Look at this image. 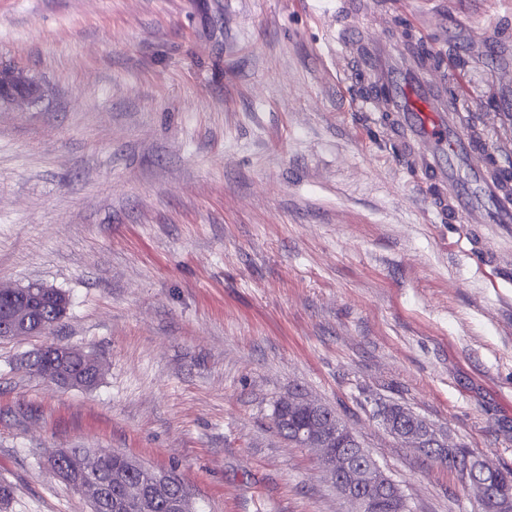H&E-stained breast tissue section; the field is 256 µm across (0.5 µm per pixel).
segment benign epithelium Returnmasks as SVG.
<instances>
[{
	"instance_id": "obj_1",
	"label": "benign epithelium",
	"mask_w": 512,
	"mask_h": 512,
	"mask_svg": "<svg viewBox=\"0 0 512 512\" xmlns=\"http://www.w3.org/2000/svg\"><path fill=\"white\" fill-rule=\"evenodd\" d=\"M37 95V86L30 84L21 69L6 65L0 67V107L19 101H33ZM8 298L11 306L5 320L0 322V338L43 335L39 329H29V323L34 308L47 298L45 291L30 286L12 287L8 290ZM319 406L320 403L303 398H290L279 404V408L286 412L313 416V419L289 429L290 440L301 448H312L318 452L323 471L334 481L342 497L353 505L354 512H369L371 503L377 498L383 501L385 512H405L407 503L399 493L384 496L376 489L374 469L378 465L361 447L353 432L340 420L320 415ZM379 417L391 434L412 447L423 451L445 447L425 423L404 428L393 422L387 409L381 411ZM64 456L69 457V465L56 471L57 477L76 485L88 499H97L102 474L101 454L90 452L75 456L62 448L49 460L55 462ZM445 462L458 470L466 483L478 489L484 512H506L512 508V485L492 486L485 480L491 468L488 461L475 455L462 460L450 452ZM142 471L144 474L139 480L126 484V493L132 503L146 507L166 482V477L155 469L144 467Z\"/></svg>"
}]
</instances>
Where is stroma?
Masks as SVG:
<instances>
[{
    "label": "stroma",
    "instance_id": "obj_1",
    "mask_svg": "<svg viewBox=\"0 0 512 512\" xmlns=\"http://www.w3.org/2000/svg\"><path fill=\"white\" fill-rule=\"evenodd\" d=\"M340 0H0V64L41 88L0 110V286L70 298L0 340L8 512H90L60 448L177 469L194 512H352L276 405L335 409L411 512H481L394 438L399 404L512 468V228L436 222L333 62ZM512 161V0H396ZM91 353V389L26 365Z\"/></svg>",
    "mask_w": 512,
    "mask_h": 512
}]
</instances>
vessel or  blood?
<instances>
[{"label": "vessel or blood", "instance_id": "1", "mask_svg": "<svg viewBox=\"0 0 512 512\" xmlns=\"http://www.w3.org/2000/svg\"><path fill=\"white\" fill-rule=\"evenodd\" d=\"M392 7V0H343L336 64L357 68L369 86L354 108L387 131L439 221L512 224V165L489 140L466 131L470 97L449 95L447 76L419 63L393 31L367 33L365 21Z\"/></svg>", "mask_w": 512, "mask_h": 512}]
</instances>
